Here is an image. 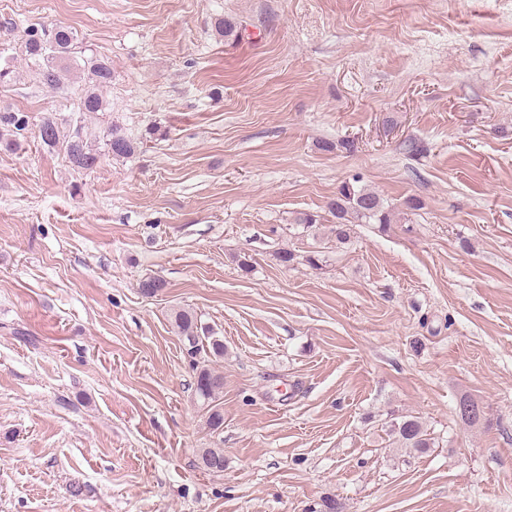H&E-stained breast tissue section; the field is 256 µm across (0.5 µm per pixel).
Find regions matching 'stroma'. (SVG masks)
Wrapping results in <instances>:
<instances>
[{
	"label": "stroma",
	"mask_w": 512,
	"mask_h": 512,
	"mask_svg": "<svg viewBox=\"0 0 512 512\" xmlns=\"http://www.w3.org/2000/svg\"><path fill=\"white\" fill-rule=\"evenodd\" d=\"M32 22L111 61L142 146H0V512H512V0H0V48ZM12 65L0 106L71 118L79 69ZM354 178L392 224L303 233ZM180 308L224 338L216 431ZM405 415L433 448L393 444Z\"/></svg>",
	"instance_id": "obj_1"
}]
</instances>
